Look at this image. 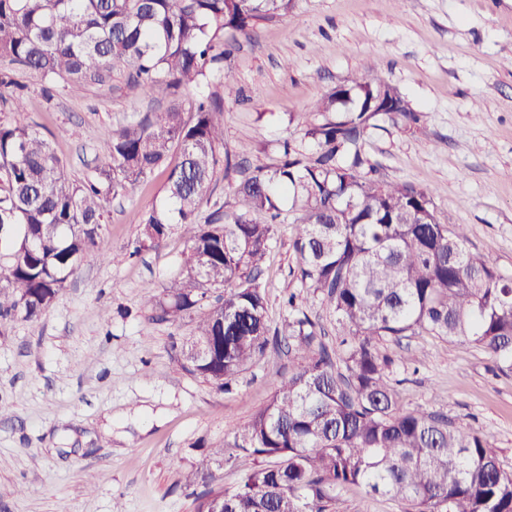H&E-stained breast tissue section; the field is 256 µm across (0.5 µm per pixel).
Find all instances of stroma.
Instances as JSON below:
<instances>
[{
	"mask_svg": "<svg viewBox=\"0 0 512 512\" xmlns=\"http://www.w3.org/2000/svg\"><path fill=\"white\" fill-rule=\"evenodd\" d=\"M367 70L422 116L415 134L384 120L372 130L363 152L379 178L428 190L438 221L466 225L468 249L512 275V0H294L224 64L240 91L224 102L225 150L248 144L246 166L278 164L308 107ZM22 81L24 111L0 121L40 130L76 181L113 125L152 108L120 81L50 104L37 79ZM166 178L156 170L108 202L112 259L86 261L40 319L15 317L0 336V512H195L196 462L232 442L296 366L269 347L227 391L182 369L187 326L152 321L143 293L178 273L185 241L176 230L131 254ZM293 234L277 225L260 278L274 327L283 297L301 290ZM381 350L405 405L488 435L512 469V372L465 341L414 336Z\"/></svg>",
	"mask_w": 512,
	"mask_h": 512,
	"instance_id": "1",
	"label": "stroma"
}]
</instances>
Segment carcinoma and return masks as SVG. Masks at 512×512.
Here are the masks:
<instances>
[{
    "mask_svg": "<svg viewBox=\"0 0 512 512\" xmlns=\"http://www.w3.org/2000/svg\"><path fill=\"white\" fill-rule=\"evenodd\" d=\"M293 0H0V104L24 107L10 68L42 84L50 101L119 79L170 99L163 111L112 128L101 163L80 182L50 142L26 125L0 122V320L39 319L89 258L104 260L105 202L155 170L165 193L146 213L134 253L157 249L173 228L187 246L179 273L145 288L157 321L186 320L182 368L229 388L270 341L299 360L276 379L267 404L231 445L197 464L195 512H332L338 492L359 486L405 505L404 512H512V471L489 436L423 407L406 408L383 341L427 333L466 340L512 371V277L469 251L464 224L438 222L425 189L373 176L363 154L373 120L414 126L413 111L381 75L366 71L331 88L310 108L303 138L286 140L274 168H242L224 151V98L215 80L238 38L288 14ZM191 96L189 112L183 97ZM240 169L234 205L210 194L219 154ZM292 195L304 295L289 294L282 327L270 331L257 283L282 210ZM313 299L334 318L340 341L325 343L320 319L299 307ZM256 465L231 489L212 464L233 453Z\"/></svg>",
    "mask_w": 512,
    "mask_h": 512,
    "instance_id": "obj_1",
    "label": "carcinoma"
}]
</instances>
